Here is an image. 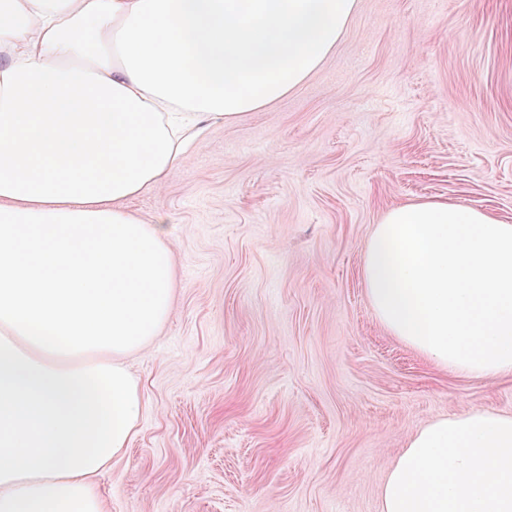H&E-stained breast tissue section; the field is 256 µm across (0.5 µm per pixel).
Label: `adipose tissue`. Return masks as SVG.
Instances as JSON below:
<instances>
[{
  "instance_id": "ef3b65f1",
  "label": "adipose tissue",
  "mask_w": 512,
  "mask_h": 512,
  "mask_svg": "<svg viewBox=\"0 0 512 512\" xmlns=\"http://www.w3.org/2000/svg\"><path fill=\"white\" fill-rule=\"evenodd\" d=\"M356 0H0V512H105L144 396L126 360L173 301L160 188L206 121L276 101ZM362 281L380 324L448 372L512 376V224L427 199L388 209ZM381 512H512V415L408 440Z\"/></svg>"
}]
</instances>
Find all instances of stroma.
Returning <instances> with one entry per match:
<instances>
[{
  "mask_svg": "<svg viewBox=\"0 0 512 512\" xmlns=\"http://www.w3.org/2000/svg\"><path fill=\"white\" fill-rule=\"evenodd\" d=\"M421 198L512 224V0H357L301 84L129 201L166 216L175 289L106 512H380L425 423L512 415L511 378L449 374L370 307L372 228Z\"/></svg>",
  "mask_w": 512,
  "mask_h": 512,
  "instance_id": "stroma-1",
  "label": "stroma"
}]
</instances>
